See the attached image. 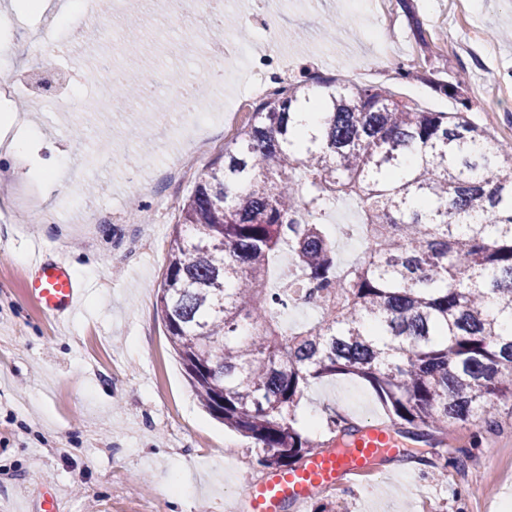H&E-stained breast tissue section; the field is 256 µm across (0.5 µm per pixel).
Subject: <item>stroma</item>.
Returning a JSON list of instances; mask_svg holds the SVG:
<instances>
[{
	"label": "stroma",
	"mask_w": 512,
	"mask_h": 512,
	"mask_svg": "<svg viewBox=\"0 0 512 512\" xmlns=\"http://www.w3.org/2000/svg\"><path fill=\"white\" fill-rule=\"evenodd\" d=\"M227 18L246 19L252 49L249 73L214 74L206 50L211 31L193 19L171 21L153 0H142L133 57L95 38L82 7L65 18L34 15L0 0V46L12 47L0 73L20 87L15 108L42 99L30 113L41 141L43 167L66 166L68 190L48 191L49 224H31L17 198L0 199V512H37L44 491L61 487L64 512H225L266 474L253 440L224 428L200 406L167 339L157 311L158 289L179 209L195 179L174 185L164 172L179 153L177 138L161 137L180 124L176 110L158 111L134 98L102 108L92 82L61 85L59 73L91 66L106 54L133 79L150 76L164 95L176 74L206 72L205 109L217 141L204 166L221 163L235 128L251 111L240 105L252 78L289 81L314 74L347 75L383 85L420 107L449 112L443 84L461 82L473 107L469 120L512 154V0H224ZM340 22L336 40L323 35ZM414 76L400 80V66ZM84 136L75 139L74 126ZM150 137L136 153L128 126ZM151 183L141 196L132 181ZM139 218H130L131 208ZM64 250L86 293L79 312L57 325L24 293L27 268L39 248ZM362 427L387 421L371 387L350 376L312 384L297 409L314 442L335 447L333 415ZM455 447L404 438L402 452L377 460L376 473L350 490L318 491L304 512H512V418L496 431H457ZM480 467V484L465 474L438 480L446 458Z\"/></svg>",
	"instance_id": "1"
}]
</instances>
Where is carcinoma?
<instances>
[{
	"label": "carcinoma",
	"mask_w": 512,
	"mask_h": 512,
	"mask_svg": "<svg viewBox=\"0 0 512 512\" xmlns=\"http://www.w3.org/2000/svg\"><path fill=\"white\" fill-rule=\"evenodd\" d=\"M461 106L305 76L276 88L179 209L158 295L202 406L286 470L316 452L296 409L316 381H365L415 440L512 415V159ZM356 202L358 224L329 226ZM363 232L338 260L336 235ZM295 266L279 270L285 256ZM319 308L286 330L280 309Z\"/></svg>",
	"instance_id": "1"
}]
</instances>
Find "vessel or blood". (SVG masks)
<instances>
[{"instance_id": "obj_1", "label": "vessel or blood", "mask_w": 512, "mask_h": 512, "mask_svg": "<svg viewBox=\"0 0 512 512\" xmlns=\"http://www.w3.org/2000/svg\"><path fill=\"white\" fill-rule=\"evenodd\" d=\"M25 291L41 313L64 320L78 311L84 288L67 257L48 251L36 258ZM397 451L389 427L366 426L341 450L319 452L291 470L267 474L232 504V512H298L318 490L351 485L378 456Z\"/></svg>"}]
</instances>
